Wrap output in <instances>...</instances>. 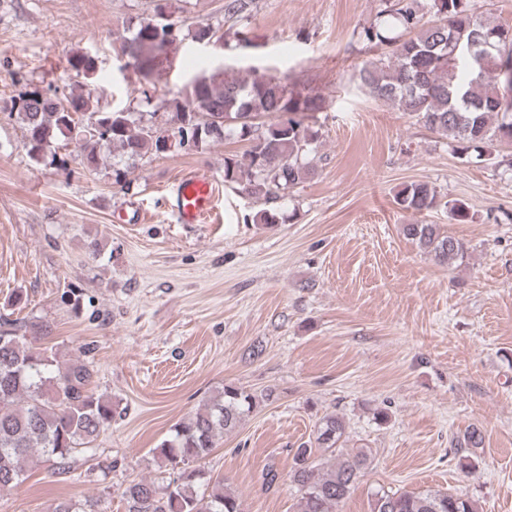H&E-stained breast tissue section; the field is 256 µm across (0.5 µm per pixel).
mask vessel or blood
Masks as SVG:
<instances>
[{
	"instance_id": "obj_1",
	"label": "vessel or blood",
	"mask_w": 512,
	"mask_h": 512,
	"mask_svg": "<svg viewBox=\"0 0 512 512\" xmlns=\"http://www.w3.org/2000/svg\"><path fill=\"white\" fill-rule=\"evenodd\" d=\"M220 190L207 170L181 175L169 190V209L180 224H210L217 214Z\"/></svg>"
}]
</instances>
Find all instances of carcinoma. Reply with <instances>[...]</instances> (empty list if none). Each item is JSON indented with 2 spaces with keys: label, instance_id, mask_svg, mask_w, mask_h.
<instances>
[{
  "label": "carcinoma",
  "instance_id": "obj_1",
  "mask_svg": "<svg viewBox=\"0 0 512 512\" xmlns=\"http://www.w3.org/2000/svg\"><path fill=\"white\" fill-rule=\"evenodd\" d=\"M472 0H433L436 20L424 21L421 0H382L374 19L357 32L368 49L380 51L359 71L369 94L413 117L425 128L456 142L459 155L480 161L496 159L497 143H512V25L489 21L470 6ZM252 0H226L224 21L248 18ZM169 0H153L152 15L124 28L134 68L149 76L165 70L159 56L186 39L208 43L224 37L221 28L192 25L182 17L177 27L164 19ZM490 57L483 77L470 66L469 51ZM69 67L86 78L96 60L77 53ZM328 102L320 94L302 92L276 76L245 77L215 73L196 81L186 93L162 102L166 122H178L174 142L162 143L157 111L114 109L81 93L28 86L6 100L0 111L21 125L23 149L36 163L68 169V156L52 144L60 137L73 141L85 169L93 171L116 149L125 168L114 170L115 181L140 161L184 148L201 149L212 142L236 138L246 143L243 156H224V182L266 204H283L288 190L310 174V156L321 144L315 114ZM400 208L425 215L448 209L454 221L470 219L460 200L442 201L426 182H412L394 196ZM406 237L447 266L461 264L467 251L458 239L436 224H406ZM22 318L0 315V492L26 479L28 466L39 459L53 462L60 474L87 452L115 415L112 399L93 389L94 365L88 352L60 359L53 348L27 335ZM258 403V396L226 385L196 412L171 429L153 449V458L172 470L159 483L151 478L130 481L122 490L126 512H242L241 501L224 479L200 485L205 472L197 463L216 448V440L234 432ZM346 423L334 413L319 421L315 445L294 452L290 481L300 493L298 512H336L369 466L364 448L348 452ZM324 458H313V448ZM52 512H99L98 499L58 502ZM372 512H477L465 496L439 490L378 491Z\"/></svg>",
  "mask_w": 512,
  "mask_h": 512
}]
</instances>
